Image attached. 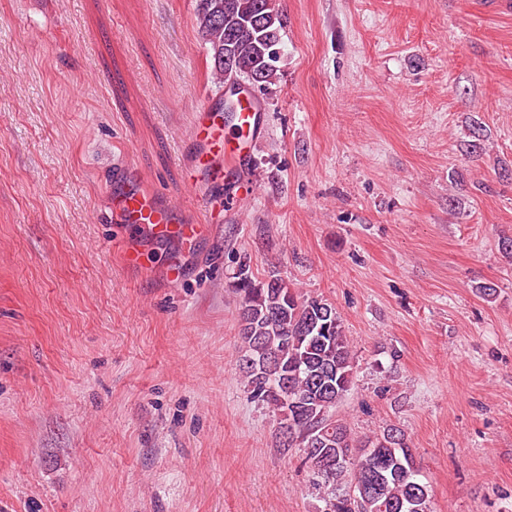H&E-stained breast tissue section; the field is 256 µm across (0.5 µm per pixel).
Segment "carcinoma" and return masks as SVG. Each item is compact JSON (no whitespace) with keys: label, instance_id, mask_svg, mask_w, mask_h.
<instances>
[{"label":"carcinoma","instance_id":"1","mask_svg":"<svg viewBox=\"0 0 512 512\" xmlns=\"http://www.w3.org/2000/svg\"><path fill=\"white\" fill-rule=\"evenodd\" d=\"M196 26L218 82H224L226 56L258 75L261 86L276 81L267 47L280 43L283 19L273 0H198ZM233 292L246 391L280 414L282 446L302 452L323 512H431L429 486L402 429L389 425L358 439L336 418L355 385L354 357L336 308L276 274L256 279L245 262Z\"/></svg>","mask_w":512,"mask_h":512}]
</instances>
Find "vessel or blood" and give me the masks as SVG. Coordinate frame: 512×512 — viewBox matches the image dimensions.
Segmentation results:
<instances>
[{
    "mask_svg": "<svg viewBox=\"0 0 512 512\" xmlns=\"http://www.w3.org/2000/svg\"><path fill=\"white\" fill-rule=\"evenodd\" d=\"M265 130L258 100L250 95L225 111L224 100L215 97L198 108L188 139L187 196L203 204L210 196L224 199L225 215H232L239 200L254 188L249 171ZM126 185L113 199L114 219L146 230L156 240L173 239L193 247L213 220L211 210L200 217L185 216V207L161 192L144 188L139 174L126 170Z\"/></svg>",
    "mask_w": 512,
    "mask_h": 512,
    "instance_id": "obj_1",
    "label": "vessel or blood"
}]
</instances>
